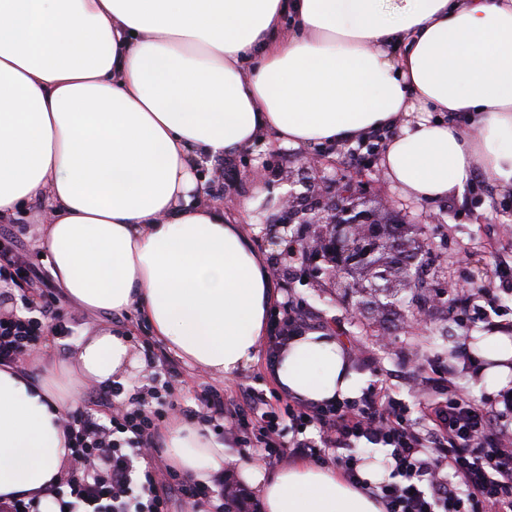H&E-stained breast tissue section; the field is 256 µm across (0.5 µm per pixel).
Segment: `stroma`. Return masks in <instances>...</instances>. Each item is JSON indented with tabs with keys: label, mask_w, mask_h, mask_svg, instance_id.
<instances>
[{
	"label": "stroma",
	"mask_w": 512,
	"mask_h": 512,
	"mask_svg": "<svg viewBox=\"0 0 512 512\" xmlns=\"http://www.w3.org/2000/svg\"><path fill=\"white\" fill-rule=\"evenodd\" d=\"M304 155L301 149L273 145L259 154L248 152L224 161L223 177H216L211 168L201 170L209 180V202L223 204L226 215L243 219L255 232L256 246L266 253L282 294L271 311L273 319L291 317L299 328H324L337 336L348 346L356 369L369 376L370 387L388 385L394 396L409 406L414 420H422L426 396L441 395L450 384L475 399L486 398L478 376L463 366L460 357L467 352L466 337L502 328L512 318V292L499 288L501 276H512V194L499 192L490 180L482 179L462 193L426 203L409 197L389 178L380 164V149L355 162L349 159L347 146L322 148L325 178L340 184L361 180L360 198L365 207L387 202L395 218L409 225L419 247L426 290L473 280L489 281L494 289L490 297L477 298L479 313L465 328L457 326L456 312L444 306L432 307L427 323L413 324L407 289L400 291L396 310L372 308L357 315L352 310L354 297L337 290L328 275L313 272L296 256L281 258L279 249L267 243L268 238L283 234L309 241L317 235L314 224L267 225V218L279 212L280 199L271 194L258 196L259 182L251 175L252 170L265 166L271 185L281 169L303 177ZM247 200L252 206L245 211L241 205ZM111 321L109 315L88 313L65 295H58L49 322L64 326L66 333L49 337L47 344L60 357L73 356L84 337ZM127 322L133 329L131 342L145 364L133 370L121 400L137 399L152 410L174 399L185 409L199 411L208 386L223 389L224 400L231 406L238 403L240 390L250 389L266 394L284 438H291L289 399L268 369V347H261L256 362L233 379L224 380L178 358L154 339L149 326L137 316H128Z\"/></svg>",
	"instance_id": "stroma-1"
}]
</instances>
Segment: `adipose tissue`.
I'll use <instances>...</instances> for the list:
<instances>
[{
    "mask_svg": "<svg viewBox=\"0 0 512 512\" xmlns=\"http://www.w3.org/2000/svg\"><path fill=\"white\" fill-rule=\"evenodd\" d=\"M379 132L383 167L415 199L481 175L512 191V0H0V223L46 202L32 218L52 277L115 319L73 360L0 365V502L58 512L46 488L67 459L73 377L125 383L138 361L125 315L214 376L256 360L279 294L243 226L202 204V166ZM476 357L487 392L512 379L511 334L488 332ZM269 369L312 406L369 381L320 329L291 336ZM161 446L206 485L233 459L186 420ZM238 471L263 512H385L367 490L385 473L364 462L357 484L307 461Z\"/></svg>",
    "mask_w": 512,
    "mask_h": 512,
    "instance_id": "1",
    "label": "adipose tissue"
}]
</instances>
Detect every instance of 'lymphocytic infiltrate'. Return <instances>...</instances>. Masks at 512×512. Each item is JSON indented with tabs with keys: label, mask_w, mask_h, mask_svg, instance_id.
Here are the masks:
<instances>
[{
	"label": "lymphocytic infiltrate",
	"mask_w": 512,
	"mask_h": 512,
	"mask_svg": "<svg viewBox=\"0 0 512 512\" xmlns=\"http://www.w3.org/2000/svg\"><path fill=\"white\" fill-rule=\"evenodd\" d=\"M48 285L20 245L0 247L1 365L24 364L53 333L50 306L39 297ZM180 411L174 401L164 413L129 402L113 407L106 420L88 410L65 411L69 466L49 494L64 512H168L155 453L162 426ZM506 415L512 416V398L499 409L451 387L418 422L381 386L356 406L290 407L292 427H316L319 441H283L271 419L256 441L270 460L333 455L362 440L387 448L392 479L377 488L386 512H512V431L499 425Z\"/></svg>",
	"instance_id": "lymphocytic-infiltrate-1"
}]
</instances>
